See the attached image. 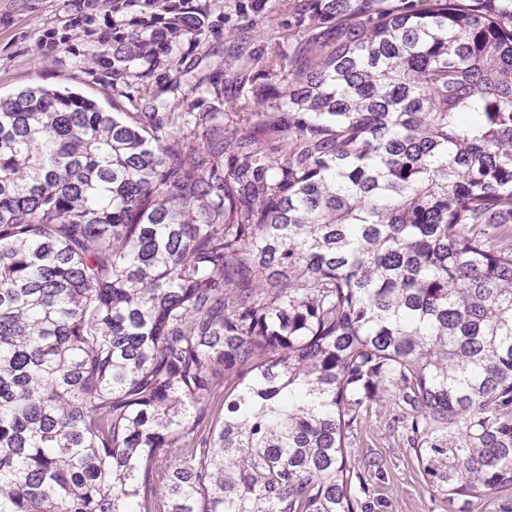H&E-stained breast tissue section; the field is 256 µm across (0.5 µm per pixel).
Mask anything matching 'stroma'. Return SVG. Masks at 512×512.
I'll list each match as a JSON object with an SVG mask.
<instances>
[{"label":"stroma","mask_w":512,"mask_h":512,"mask_svg":"<svg viewBox=\"0 0 512 512\" xmlns=\"http://www.w3.org/2000/svg\"><path fill=\"white\" fill-rule=\"evenodd\" d=\"M243 0H189L203 24L192 36L173 43L147 75L116 76L111 66L95 62L100 40L125 35L136 8L105 18L95 0H0V95L26 87L70 90L103 109L120 105L140 111V100L153 97L166 109L219 112L225 98L240 87L262 84L260 73H246L243 83L229 81L224 69L230 51L242 47L257 56L277 52V42L261 28H244L238 9ZM395 398H378L361 425L350 461L358 468L380 464L370 497L375 512H451L422 480L414 453L404 445L393 422Z\"/></svg>","instance_id":"35a3bbf8"}]
</instances>
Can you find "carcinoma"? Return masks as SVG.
Returning a JSON list of instances; mask_svg holds the SVG:
<instances>
[{"mask_svg":"<svg viewBox=\"0 0 512 512\" xmlns=\"http://www.w3.org/2000/svg\"><path fill=\"white\" fill-rule=\"evenodd\" d=\"M162 9L112 65L195 31ZM301 14L222 112L0 96V512H369L385 392L512 512V0Z\"/></svg>","mask_w":512,"mask_h":512,"instance_id":"carcinoma-1","label":"carcinoma"}]
</instances>
